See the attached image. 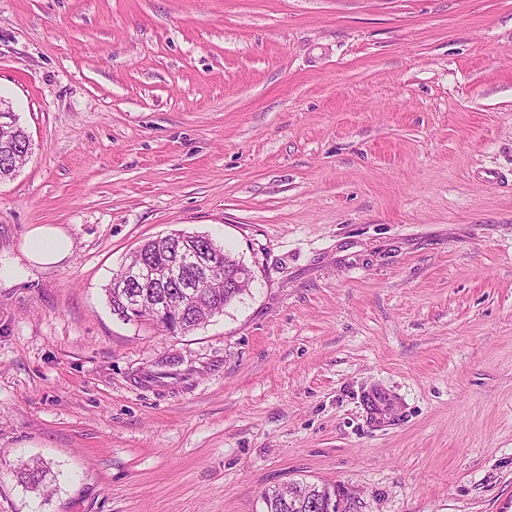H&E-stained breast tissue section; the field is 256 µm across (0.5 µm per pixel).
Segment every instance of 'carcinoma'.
Returning a JSON list of instances; mask_svg holds the SVG:
<instances>
[{
	"mask_svg": "<svg viewBox=\"0 0 512 512\" xmlns=\"http://www.w3.org/2000/svg\"><path fill=\"white\" fill-rule=\"evenodd\" d=\"M28 136L24 127L16 122L0 131V179L7 181L25 164L29 157ZM141 254H133L130 260L139 256L149 259L155 267H164L171 262L172 255L181 249V243L173 236L150 239L141 244ZM217 265L213 271L212 288L190 303L180 316L171 324L167 318L156 315V301L166 292L164 288H112L106 289L111 310L130 320L126 309L131 299L140 301L137 316L139 320L154 325L168 334H185L208 322L212 317L224 312L225 307L236 300L243 290L226 288L224 282L244 270L235 259L219 249L216 255ZM50 469L41 460L26 463L16 473L19 482L36 495L48 491ZM266 512H353V503L344 494L330 486L308 485L294 482L284 487L274 488L263 493Z\"/></svg>",
	"mask_w": 512,
	"mask_h": 512,
	"instance_id": "carcinoma-1",
	"label": "carcinoma"
}]
</instances>
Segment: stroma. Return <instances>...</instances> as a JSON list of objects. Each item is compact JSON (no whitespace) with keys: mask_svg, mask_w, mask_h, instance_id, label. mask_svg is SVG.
<instances>
[{"mask_svg":"<svg viewBox=\"0 0 512 512\" xmlns=\"http://www.w3.org/2000/svg\"><path fill=\"white\" fill-rule=\"evenodd\" d=\"M0 96V512H512V0H0ZM38 224L69 259L29 265ZM177 232L248 290L119 320ZM0 132V175L2 181H7L15 176L16 172L25 164L29 157L27 131L19 123ZM22 250L32 265L56 266L71 256L73 242L63 228L53 224H39L28 231ZM196 243L197 247L190 251L185 258V262L192 264L195 273V280L191 284L180 280V267L184 256L180 255L171 262L172 255L182 248L176 237L168 235L150 239L141 244V254L132 253L119 273L113 276L110 287L106 289L111 310L115 314H121L126 322H132L126 306L130 299L138 300L141 302L137 312L139 322L145 321L153 324L157 329L173 335L190 332L208 322L215 315L223 314L225 307L243 294L245 289L233 288L235 281L231 285L225 286L224 280L225 282L233 280L235 275L244 270V267L236 259L227 255L220 246L215 257L217 265L213 271V281L215 285H220L222 288H210L209 292L199 297L198 300L189 303L180 319L173 325L168 322L167 317L159 318L156 315L155 302L164 292H176L182 288H208V274L210 267L214 264L213 250L202 242L196 241ZM143 256L145 259H149L154 267L161 268L171 262L165 268L157 269L142 260L138 261L131 269L130 278L133 285H139L142 282L143 286L151 284L154 288H128L126 285H122L121 288H112L115 283L123 279L125 265ZM167 284L177 288H165ZM48 475H51L50 469L41 460H32V462L24 464L16 473L19 482L39 496L48 491L50 484ZM336 487L308 485L294 482L263 493L265 512H352L353 503ZM335 502L333 511L323 510L318 504Z\"/></svg>","mask_w":512,"mask_h":512,"instance_id":"1","label":"stroma"}]
</instances>
